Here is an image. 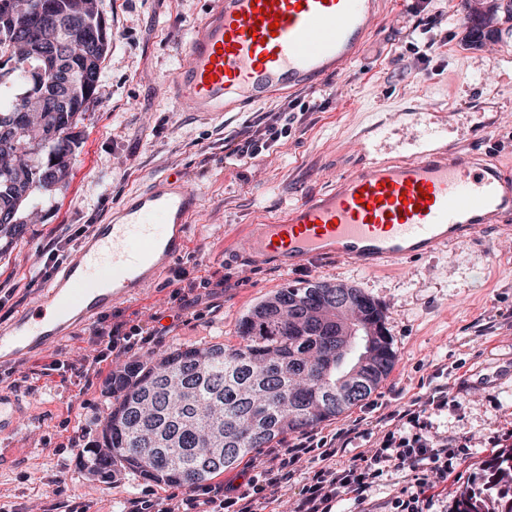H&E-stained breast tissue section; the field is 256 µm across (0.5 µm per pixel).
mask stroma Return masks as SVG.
<instances>
[{"instance_id": "35a3bbf8", "label": "stroma", "mask_w": 512, "mask_h": 512, "mask_svg": "<svg viewBox=\"0 0 512 512\" xmlns=\"http://www.w3.org/2000/svg\"><path fill=\"white\" fill-rule=\"evenodd\" d=\"M418 5L382 0L373 34L343 73L205 120L176 104L169 82L186 62L184 46L207 0H102L112 49L98 88L101 102L75 130L68 181L21 236L0 244V284L17 282L27 290L22 302L0 301V315L14 318L40 296L44 282L33 271L48 258L56 225L75 231L59 252L63 264L85 241L83 225L105 223L133 191L177 174L201 198L179 263L192 277L223 268L226 281L179 320L168 271L142 299L114 305L121 319L162 329L137 358L236 343L241 318L288 285L321 281L361 288L385 311L395 367L368 400L316 431L329 436L354 423L375 430L382 415L447 388L448 406L429 414L431 432L466 445L467 453L447 484L433 490L432 512H456L461 492L485 488L486 461L512 452V232L490 227L373 273L336 259L286 271L245 253V227L255 215L280 213L308 192L332 187L364 162L366 129L377 126L389 136L392 128L412 122L419 108L425 119L446 124L450 147L512 167V20L499 16L479 32L466 0H430L423 11ZM431 15L439 16L448 42L420 62L412 30ZM295 100L311 110L290 136L247 165L225 162V140L259 113ZM94 331L91 325L76 328L60 344L17 363L5 379V386L20 390L24 412L18 429L0 438V448L19 451L0 468V503L36 504L58 494L88 504L89 512H126L131 499L168 493V486L127 469L111 481H92L81 464L85 448L101 442L113 403L102 382L115 363H92L85 377L70 369L91 360ZM417 489L409 470H389L374 484L369 508L388 512L391 500Z\"/></svg>"}]
</instances>
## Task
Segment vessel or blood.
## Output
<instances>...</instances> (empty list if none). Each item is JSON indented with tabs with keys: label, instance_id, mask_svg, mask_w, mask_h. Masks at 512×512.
I'll return each mask as SVG.
<instances>
[{
	"label": "vessel or blood",
	"instance_id": "1",
	"mask_svg": "<svg viewBox=\"0 0 512 512\" xmlns=\"http://www.w3.org/2000/svg\"><path fill=\"white\" fill-rule=\"evenodd\" d=\"M381 0H208L176 71V102L206 119L309 86L358 55ZM427 134L408 153L368 146L369 159L330 189L247 234L254 262L283 268L334 258L374 271L512 224V171L455 153ZM198 193L163 175L133 194L50 281L41 298L0 327V372L46 350L122 301L141 298L188 247ZM20 394L0 386V435L13 433Z\"/></svg>",
	"mask_w": 512,
	"mask_h": 512
}]
</instances>
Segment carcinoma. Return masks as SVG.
<instances>
[{"label":"carcinoma","instance_id":"1","mask_svg":"<svg viewBox=\"0 0 512 512\" xmlns=\"http://www.w3.org/2000/svg\"><path fill=\"white\" fill-rule=\"evenodd\" d=\"M101 0H0V116L38 101L52 107L49 137L14 112L11 142H0V240L18 237L27 213L70 176L73 130L98 103L112 43H96ZM32 17L45 22L40 49L22 37ZM63 62L68 94L55 102L54 76L40 55ZM361 298L355 322L336 293ZM382 306L362 289L308 281L261 301L238 327L240 342L177 348L135 360L112 377L116 396L103 445L84 467L102 479L121 465L165 485H194L238 466L258 448L303 433L367 400L392 372L396 353ZM493 485L512 487V454L490 464ZM456 512H512V499L469 490Z\"/></svg>","mask_w":512,"mask_h":512}]
</instances>
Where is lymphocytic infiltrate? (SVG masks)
I'll return each mask as SVG.
<instances>
[{
  "label": "lymphocytic infiltrate",
  "mask_w": 512,
  "mask_h": 512,
  "mask_svg": "<svg viewBox=\"0 0 512 512\" xmlns=\"http://www.w3.org/2000/svg\"><path fill=\"white\" fill-rule=\"evenodd\" d=\"M297 121V115L284 107L262 113L259 119L244 126L240 140L225 143L224 156L247 163L268 151ZM173 281L175 287L170 299L184 310L190 300L211 295L222 287L225 278L215 270L209 276L195 279L178 269ZM142 334L143 329L137 324L129 327L118 322L101 326L93 363L130 353L138 346ZM447 404L448 394L443 391L429 396L415 408L385 416L383 430L350 463L335 460L337 444H349L350 432L339 433L337 440L327 441L325 451L318 454L313 451V438L308 437L283 449L276 458L253 466L246 486H199L185 497L173 492L162 498H137L131 501L128 512H255L257 502L277 495L280 488L294 479L296 464L308 453L314 456L313 468L304 476L290 512H333L336 503L347 498L365 503L373 484L390 467L415 472L420 487L419 492L396 498L394 512H429V490L447 482L452 463L459 456L458 450L450 448L447 441L434 439L427 433V411Z\"/></svg>",
  "instance_id": "lymphocytic-infiltrate-1"
}]
</instances>
